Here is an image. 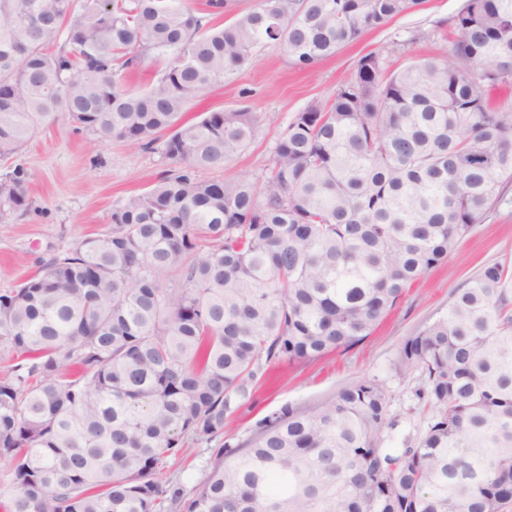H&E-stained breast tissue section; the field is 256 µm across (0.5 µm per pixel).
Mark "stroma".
I'll return each mask as SVG.
<instances>
[{
    "label": "stroma",
    "instance_id": "35a3bbf8",
    "mask_svg": "<svg viewBox=\"0 0 512 512\" xmlns=\"http://www.w3.org/2000/svg\"><path fill=\"white\" fill-rule=\"evenodd\" d=\"M463 0H423L422 4L344 44L335 56L311 67L295 66L285 48L260 46L253 62L226 75L187 108L185 120L204 113L246 109L260 117L251 144L219 168L203 170L205 179L256 181L267 173L280 134L296 112L328 99L354 72L359 59L379 53L391 66L440 58L450 48L445 35ZM16 167L30 176L28 214L0 224V289L12 288L74 243L110 230L112 210L128 196L145 191L165 169L157 153L94 136L61 119L45 125L25 148L0 162V173ZM512 259V185L486 219L449 255L408 288L389 316L360 342L314 360L263 365L250 395L224 422L222 442L187 440L180 456L167 459L162 480L192 499L215 462L220 444L243 445L263 418L289 405L309 409L362 380L381 384L390 396L392 425L386 445L404 448L427 427L429 414L415 412L418 375L398 367L408 336L446 316L456 293L484 265Z\"/></svg>",
    "mask_w": 512,
    "mask_h": 512
}]
</instances>
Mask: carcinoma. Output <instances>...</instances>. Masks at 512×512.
I'll list each match as a JSON object with an SVG mask.
<instances>
[{
  "instance_id": "1",
  "label": "carcinoma",
  "mask_w": 512,
  "mask_h": 512,
  "mask_svg": "<svg viewBox=\"0 0 512 512\" xmlns=\"http://www.w3.org/2000/svg\"><path fill=\"white\" fill-rule=\"evenodd\" d=\"M422 0H262L224 26V0H0V160L49 121L159 153L169 167L75 243L0 290L5 512H165L160 466L224 420L262 362L315 359L368 336L444 263L512 182V0H465L443 59L389 70L363 55L296 113L263 190L200 172L245 150L246 110L183 119L265 42L306 68ZM167 58L142 92L123 84ZM31 206L0 175V224ZM179 277L176 286L173 276ZM433 409L417 442L384 447L387 391L357 382L285 406L217 462L184 512H504L512 504V268L484 266L448 315L398 355Z\"/></svg>"
}]
</instances>
